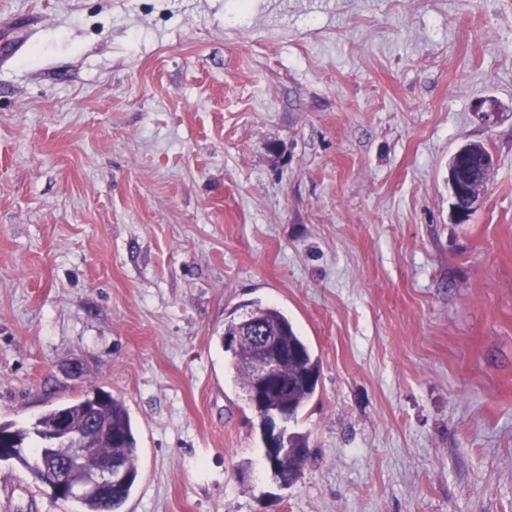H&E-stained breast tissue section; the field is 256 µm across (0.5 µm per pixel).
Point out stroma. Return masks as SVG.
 <instances>
[{"label": "stroma", "instance_id": "stroma-1", "mask_svg": "<svg viewBox=\"0 0 512 512\" xmlns=\"http://www.w3.org/2000/svg\"><path fill=\"white\" fill-rule=\"evenodd\" d=\"M0 422L93 389L124 512H512V0H0ZM491 120L481 119L480 111ZM494 169L458 223L448 161ZM320 361L293 484L222 345ZM10 512H77L0 461Z\"/></svg>", "mask_w": 512, "mask_h": 512}]
</instances>
